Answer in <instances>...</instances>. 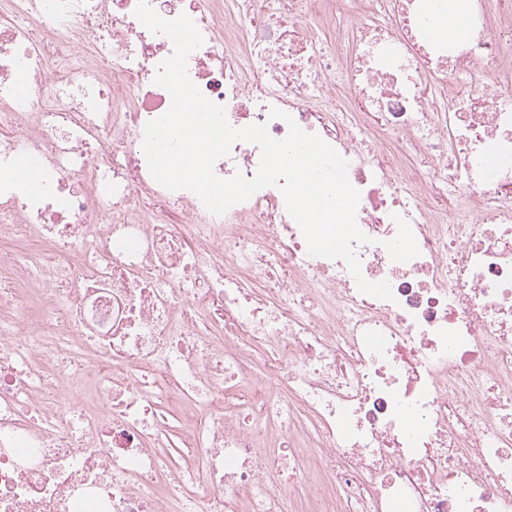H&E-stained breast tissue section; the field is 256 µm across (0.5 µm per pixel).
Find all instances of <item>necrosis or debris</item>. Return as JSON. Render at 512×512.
I'll return each mask as SVG.
<instances>
[{
    "mask_svg": "<svg viewBox=\"0 0 512 512\" xmlns=\"http://www.w3.org/2000/svg\"><path fill=\"white\" fill-rule=\"evenodd\" d=\"M137 2L0 0V170L43 181L0 180V512H512V0L463 39L439 0H148L231 126L347 160L391 302L280 187L216 216L152 178Z\"/></svg>",
    "mask_w": 512,
    "mask_h": 512,
    "instance_id": "obj_1",
    "label": "necrosis or debris"
}]
</instances>
